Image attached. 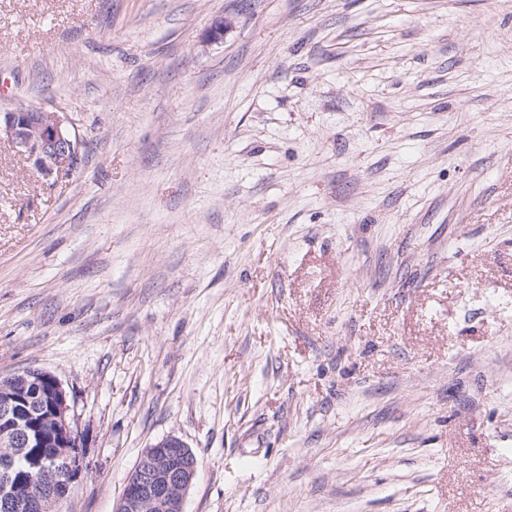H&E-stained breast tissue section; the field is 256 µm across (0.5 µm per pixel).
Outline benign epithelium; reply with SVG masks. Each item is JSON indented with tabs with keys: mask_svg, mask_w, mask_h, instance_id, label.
Wrapping results in <instances>:
<instances>
[{
	"mask_svg": "<svg viewBox=\"0 0 512 512\" xmlns=\"http://www.w3.org/2000/svg\"><path fill=\"white\" fill-rule=\"evenodd\" d=\"M70 126L72 122L66 116L41 107L0 111V142H8L42 181L52 185L57 175L71 168L79 156L80 140ZM42 374L40 369L14 373L9 383L0 387L1 448L29 447V432L34 424L19 418V408L29 404L39 384L37 377ZM50 396L49 411L38 420V425L45 426L50 435L42 434L40 438L59 449L57 461L68 470L66 481L50 484L45 508L54 512V507L68 497L75 481L72 449L79 447V436L67 392L55 376ZM192 458L191 449L175 436H167L145 449L125 484L127 491L115 512H184V501L196 475L197 463ZM0 484V506L7 512L16 499L12 467L7 464L0 471Z\"/></svg>",
	"mask_w": 512,
	"mask_h": 512,
	"instance_id": "obj_1",
	"label": "benign epithelium"
}]
</instances>
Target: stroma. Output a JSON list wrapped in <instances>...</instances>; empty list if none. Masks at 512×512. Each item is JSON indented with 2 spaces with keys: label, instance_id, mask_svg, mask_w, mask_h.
<instances>
[{
  "label": "stroma",
  "instance_id": "1",
  "mask_svg": "<svg viewBox=\"0 0 512 512\" xmlns=\"http://www.w3.org/2000/svg\"><path fill=\"white\" fill-rule=\"evenodd\" d=\"M224 22V38L209 30ZM0 376L62 382L114 512H512V0H0ZM61 114L41 107L0 111V142H8L49 185L76 163L81 145L72 122ZM162 448H167L164 453ZM178 437L168 436L139 457L115 512H184L187 493L196 475L197 458ZM133 477V478H132ZM153 512V511H151Z\"/></svg>",
  "mask_w": 512,
  "mask_h": 512
}]
</instances>
